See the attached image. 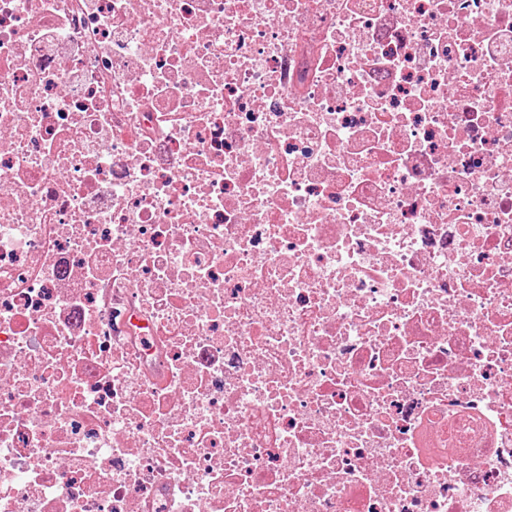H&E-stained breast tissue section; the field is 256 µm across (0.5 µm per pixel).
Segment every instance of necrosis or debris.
<instances>
[{"instance_id":"1","label":"necrosis or debris","mask_w":512,"mask_h":512,"mask_svg":"<svg viewBox=\"0 0 512 512\" xmlns=\"http://www.w3.org/2000/svg\"><path fill=\"white\" fill-rule=\"evenodd\" d=\"M0 512H512V0H0Z\"/></svg>"}]
</instances>
